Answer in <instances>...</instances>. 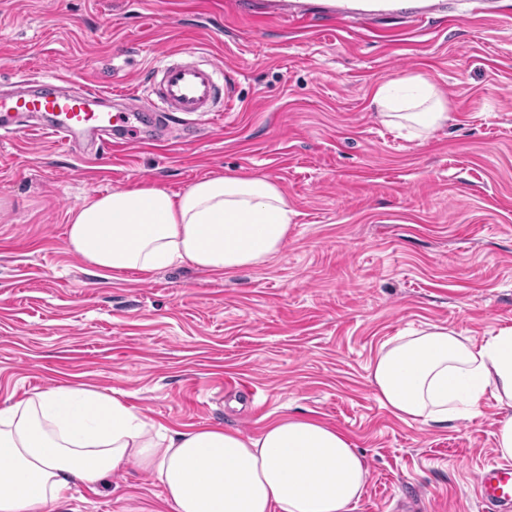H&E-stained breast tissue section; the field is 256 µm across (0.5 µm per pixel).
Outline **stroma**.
Returning a JSON list of instances; mask_svg holds the SVG:
<instances>
[{"label": "stroma", "mask_w": 512, "mask_h": 512, "mask_svg": "<svg viewBox=\"0 0 512 512\" xmlns=\"http://www.w3.org/2000/svg\"><path fill=\"white\" fill-rule=\"evenodd\" d=\"M455 25L377 19L298 32L169 0H0V83L49 71L99 91L148 90L188 48L233 74L222 117L169 123L152 146L97 155L32 133L0 141V403L58 384L92 387L154 421L257 435L306 414L345 432L368 468L351 512H481L498 461L485 401L444 426L406 423L370 367L389 339L441 325L478 339L512 326V0ZM429 78L451 118L411 140L371 100ZM218 174L262 177L296 216L263 266H186L105 278L67 249L70 212L100 193H173ZM242 385L224 390L225 375ZM56 512H171L148 473L77 485Z\"/></svg>", "instance_id": "1"}]
</instances>
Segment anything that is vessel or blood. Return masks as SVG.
Segmentation results:
<instances>
[{
	"instance_id": "obj_1",
	"label": "vessel or blood",
	"mask_w": 512,
	"mask_h": 512,
	"mask_svg": "<svg viewBox=\"0 0 512 512\" xmlns=\"http://www.w3.org/2000/svg\"><path fill=\"white\" fill-rule=\"evenodd\" d=\"M440 12L452 22L459 18L458 13L449 12L446 0H329L324 10L327 21L339 25L353 18L369 24L390 14L419 23ZM281 13L304 29L313 27L316 21L303 0H286ZM56 81L52 73L33 75L24 79V91L0 95V133L37 132L56 139L67 149L105 137L117 150L152 144V137L129 127L124 113L100 109V102L106 98L104 92L74 81L61 94L55 89ZM232 81L222 64L203 60L198 52L167 53L149 87L150 109L162 116L170 112L221 115L231 102L222 86ZM475 495L486 512H512V464L483 466L475 479Z\"/></svg>"
}]
</instances>
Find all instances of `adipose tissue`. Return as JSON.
I'll return each mask as SVG.
<instances>
[{
    "label": "adipose tissue",
    "mask_w": 512,
    "mask_h": 512,
    "mask_svg": "<svg viewBox=\"0 0 512 512\" xmlns=\"http://www.w3.org/2000/svg\"><path fill=\"white\" fill-rule=\"evenodd\" d=\"M410 96H373L387 126L420 138L446 124L447 104L423 76ZM295 212L260 177H204L183 192L114 189L70 213L69 251L99 273L174 265L229 273L279 254ZM370 382L397 418L445 424L493 398L496 451L512 459V328L475 340L430 325L378 351ZM149 472L172 512H350L368 470L349 437L320 420L284 414L258 436L220 427L172 430L119 398L60 384L0 404V512H56L73 482L96 489L110 474Z\"/></svg>",
    "instance_id": "obj_1"
}]
</instances>
